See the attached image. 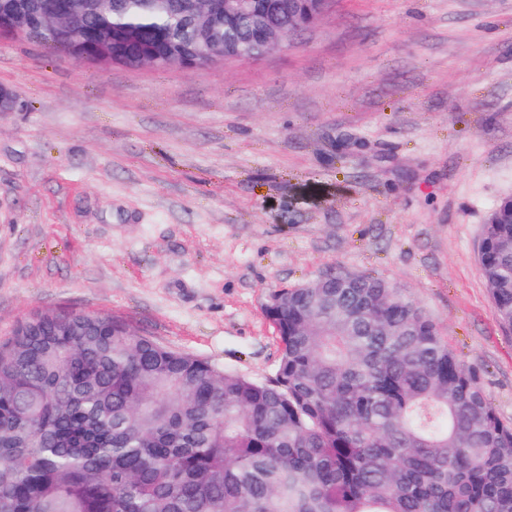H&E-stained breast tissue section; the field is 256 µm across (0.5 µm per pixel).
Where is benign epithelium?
<instances>
[{
  "label": "benign epithelium",
  "instance_id": "1",
  "mask_svg": "<svg viewBox=\"0 0 512 512\" xmlns=\"http://www.w3.org/2000/svg\"><path fill=\"white\" fill-rule=\"evenodd\" d=\"M189 20L190 54L171 49L165 52V66L195 69L232 59L257 60L283 45L303 28L321 21L333 8V0H172ZM42 21L55 22L62 32L77 35L83 29L76 23L88 18L84 0H50L40 3ZM8 30L24 35L35 26L33 11L17 4L4 13ZM251 23L250 37L241 42L235 37L240 20Z\"/></svg>",
  "mask_w": 512,
  "mask_h": 512
}]
</instances>
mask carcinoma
Here are the masks:
<instances>
[{
	"mask_svg": "<svg viewBox=\"0 0 512 512\" xmlns=\"http://www.w3.org/2000/svg\"><path fill=\"white\" fill-rule=\"evenodd\" d=\"M130 56L183 40L179 10L120 0ZM76 59L44 24L25 35ZM478 262L512 330V223ZM259 381L88 314L0 341V512H512V423L434 321L385 281L275 292Z\"/></svg>",
	"mask_w": 512,
	"mask_h": 512,
	"instance_id": "cac0c4a2",
	"label": "carcinoma"
}]
</instances>
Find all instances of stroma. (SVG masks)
I'll return each mask as SVG.
<instances>
[{"label": "stroma", "instance_id": "35a3bbf8", "mask_svg": "<svg viewBox=\"0 0 512 512\" xmlns=\"http://www.w3.org/2000/svg\"><path fill=\"white\" fill-rule=\"evenodd\" d=\"M0 339L99 312L271 378L272 294L399 289L512 422V333L477 254L512 195V0H338L295 45L193 70L0 36Z\"/></svg>", "mask_w": 512, "mask_h": 512}]
</instances>
